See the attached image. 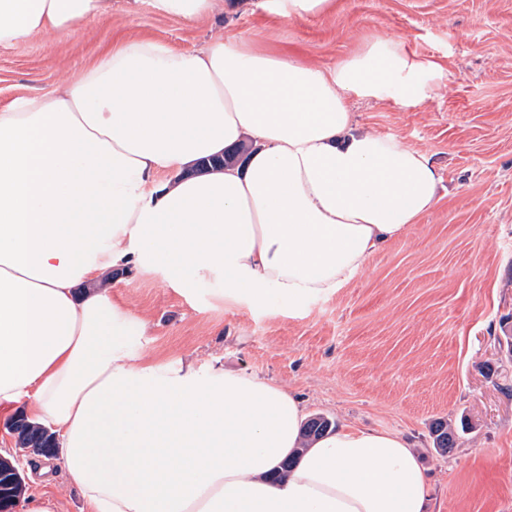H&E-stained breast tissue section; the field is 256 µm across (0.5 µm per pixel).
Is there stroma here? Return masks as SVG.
Returning <instances> with one entry per match:
<instances>
[{
  "label": "stroma",
  "instance_id": "35a3bbf8",
  "mask_svg": "<svg viewBox=\"0 0 512 512\" xmlns=\"http://www.w3.org/2000/svg\"><path fill=\"white\" fill-rule=\"evenodd\" d=\"M238 0L195 22L130 13L112 0L69 38L35 35L0 49V107L79 76L114 36L191 51L227 33L320 66L381 37L403 41L447 77L412 107L355 95L358 123L424 152L440 201L371 256L351 283L297 308L232 304L224 281L162 271L119 272L112 296L149 323L146 358L282 384L306 415L395 431L420 454L428 512H512V359L500 344L512 318V0H335L323 14L282 20ZM467 422L439 454L432 425ZM0 415V456L15 457L26 496L52 493L56 512H86L79 487L51 458L19 455Z\"/></svg>",
  "mask_w": 512,
  "mask_h": 512
}]
</instances>
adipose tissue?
Here are the masks:
<instances>
[{"mask_svg":"<svg viewBox=\"0 0 512 512\" xmlns=\"http://www.w3.org/2000/svg\"><path fill=\"white\" fill-rule=\"evenodd\" d=\"M191 22L223 0H128ZM111 0H0V48L74 35ZM439 65L375 38L329 68L238 34L105 49L0 109V412L46 427L88 512H426L418 452L343 427L303 448L281 384L151 361L112 298L124 268L224 279V299L335 295L439 199L424 152L359 128L355 92L413 106ZM245 147L242 160H201ZM304 453L280 480L271 474Z\"/></svg>","mask_w":512,"mask_h":512,"instance_id":"adipose-tissue-1","label":"adipose tissue"}]
</instances>
